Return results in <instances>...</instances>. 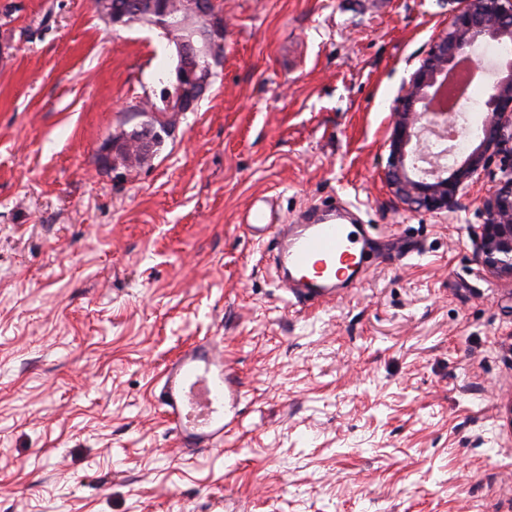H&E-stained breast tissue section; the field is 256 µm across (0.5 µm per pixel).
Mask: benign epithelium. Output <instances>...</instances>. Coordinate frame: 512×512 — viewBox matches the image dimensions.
<instances>
[{
  "mask_svg": "<svg viewBox=\"0 0 512 512\" xmlns=\"http://www.w3.org/2000/svg\"><path fill=\"white\" fill-rule=\"evenodd\" d=\"M184 12L205 22L207 32L196 46L189 39L176 42V52L211 60L207 69L220 61L216 54L213 32L219 29L223 11L216 0H183ZM487 39H512V0H466L457 10L446 31L433 45L420 67L412 74L392 108V134L388 177L395 194L404 202L430 212L453 207L460 191L488 166L497 163L498 178L493 190L482 202L484 221L477 239L483 265L492 273L512 277V63L498 72L488 92L486 130L468 156L456 163L450 176L429 182L414 179L416 169L411 148L416 123L422 116L428 89L438 77L451 74L469 55L472 48ZM198 65H184L175 71L172 87L164 96L165 112H184L183 94L200 80Z\"/></svg>",
  "mask_w": 512,
  "mask_h": 512,
  "instance_id": "1",
  "label": "benign epithelium"
}]
</instances>
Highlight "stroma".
I'll return each instance as SVG.
<instances>
[{
    "instance_id": "obj_1",
    "label": "stroma",
    "mask_w": 512,
    "mask_h": 512,
    "mask_svg": "<svg viewBox=\"0 0 512 512\" xmlns=\"http://www.w3.org/2000/svg\"><path fill=\"white\" fill-rule=\"evenodd\" d=\"M224 57L146 163L104 142L172 67L94 0H0V512H512V279L386 178L391 108L456 0H222ZM383 250L349 295L289 303L242 215L336 195ZM240 387L223 446L157 401L185 345Z\"/></svg>"
}]
</instances>
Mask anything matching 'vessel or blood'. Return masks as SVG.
<instances>
[{
  "instance_id": "vessel-or-blood-1",
  "label": "vessel or blood",
  "mask_w": 512,
  "mask_h": 512,
  "mask_svg": "<svg viewBox=\"0 0 512 512\" xmlns=\"http://www.w3.org/2000/svg\"><path fill=\"white\" fill-rule=\"evenodd\" d=\"M244 223L255 243L273 241L277 285L300 304L335 302L379 257L373 225L362 223L358 207L343 199L311 206L285 224L255 203ZM239 398L224 351L212 340L195 342L166 363L157 396L182 447L191 450L223 443Z\"/></svg>"
}]
</instances>
